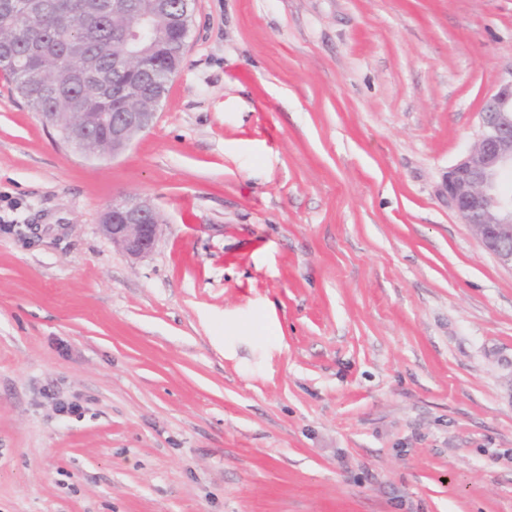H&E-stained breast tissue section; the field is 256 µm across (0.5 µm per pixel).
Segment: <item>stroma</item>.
Instances as JSON below:
<instances>
[{
    "mask_svg": "<svg viewBox=\"0 0 512 512\" xmlns=\"http://www.w3.org/2000/svg\"><path fill=\"white\" fill-rule=\"evenodd\" d=\"M511 76L512 0H193L114 158L0 77V512H512V271L443 193ZM102 233L133 258L155 249L160 226L154 205L146 199L112 201L102 215Z\"/></svg>",
    "mask_w": 512,
    "mask_h": 512,
    "instance_id": "35a3bbf8",
    "label": "stroma"
}]
</instances>
